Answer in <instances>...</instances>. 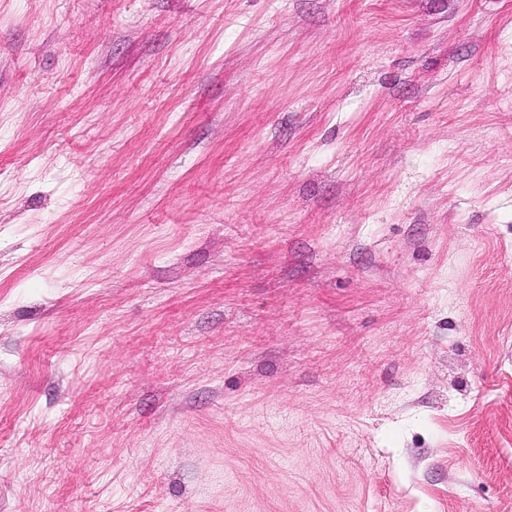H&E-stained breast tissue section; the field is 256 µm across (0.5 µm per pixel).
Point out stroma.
I'll use <instances>...</instances> for the list:
<instances>
[{
  "mask_svg": "<svg viewBox=\"0 0 512 512\" xmlns=\"http://www.w3.org/2000/svg\"><path fill=\"white\" fill-rule=\"evenodd\" d=\"M0 512H512V0H0Z\"/></svg>",
  "mask_w": 512,
  "mask_h": 512,
  "instance_id": "35a3bbf8",
  "label": "stroma"
}]
</instances>
